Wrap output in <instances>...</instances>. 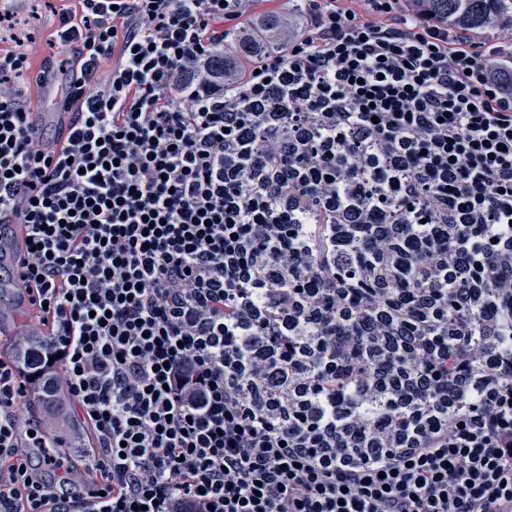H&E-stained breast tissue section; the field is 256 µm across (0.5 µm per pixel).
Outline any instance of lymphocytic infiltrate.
<instances>
[{"instance_id":"1","label":"lymphocytic infiltrate","mask_w":512,"mask_h":512,"mask_svg":"<svg viewBox=\"0 0 512 512\" xmlns=\"http://www.w3.org/2000/svg\"><path fill=\"white\" fill-rule=\"evenodd\" d=\"M255 3L76 0L38 135L0 10V240L43 328L0 341V512L512 500V52L414 0L225 52ZM47 79V78H46ZM54 82L56 85L61 86L62 88H65L66 84L68 83V77L63 74L62 72L56 70L53 73H50L48 75V79L46 83L43 85L37 84L35 81L29 84H26V93L30 100L31 107L33 111L37 108L40 109L43 98H44V90H45V97L50 101L52 109L54 112H36L30 115V121L35 126L41 125L46 118H49L53 115V118H63L66 121L67 114L65 113H59L61 110L64 109V102H65V92H62L61 90L55 89L51 86H46L47 83ZM46 86V89H45ZM57 111L58 113H56Z\"/></svg>"}]
</instances>
